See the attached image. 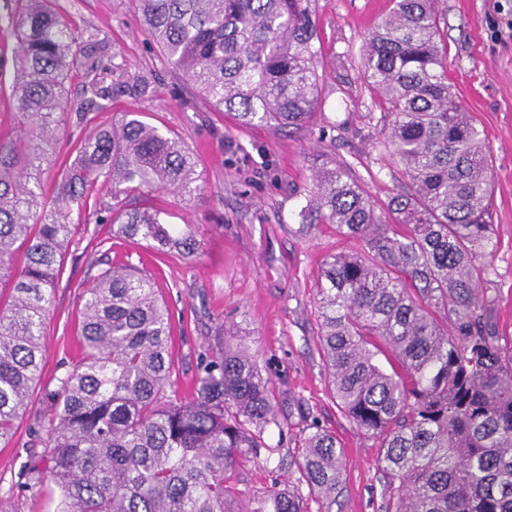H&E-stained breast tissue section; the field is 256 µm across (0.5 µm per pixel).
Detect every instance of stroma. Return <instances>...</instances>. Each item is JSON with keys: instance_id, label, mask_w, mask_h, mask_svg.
Segmentation results:
<instances>
[{"instance_id": "stroma-1", "label": "stroma", "mask_w": 512, "mask_h": 512, "mask_svg": "<svg viewBox=\"0 0 512 512\" xmlns=\"http://www.w3.org/2000/svg\"><path fill=\"white\" fill-rule=\"evenodd\" d=\"M76 31L95 30L104 66L149 84L141 97L122 96L78 116L84 75L65 83L69 107L49 146L50 165L41 182L52 193L62 162L91 127L110 123L120 112L171 132L198 161L201 192L194 201L163 194L158 206L167 223L191 226L200 244L187 260L166 258L146 243L113 236L108 224L78 227L80 244L64 258L60 286L44 328L46 356L29 411L8 447H0V505L7 512H54L56 499L40 481L48 465L36 441L44 432L56 378L80 356L78 297L108 253L112 263L147 270L171 311L172 380L179 394L193 387L198 357L217 348V331L240 325L271 378L279 406L277 425L265 440L277 451L267 460L233 471L229 482L249 498L283 480L295 452L280 431L300 436L303 415L335 432L346 457L342 489L331 512H385L379 450L373 440L341 417L328 385L318 341L317 281L323 261L352 251L355 240L335 225L300 229L297 213L312 194L314 172L332 161L350 168L377 204L404 187L398 165L380 166V113L369 108L360 52L390 0H312L322 41L318 72L321 102L300 129L247 126L215 111L195 95L181 73L163 57L140 24L135 0H54ZM440 26L448 41V77L460 102L490 146L497 243L487 276V295L500 334L512 336V0H439ZM12 14L0 7V140L20 136L22 126L11 96Z\"/></svg>"}]
</instances>
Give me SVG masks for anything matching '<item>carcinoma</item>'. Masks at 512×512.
<instances>
[{
  "instance_id": "1",
  "label": "carcinoma",
  "mask_w": 512,
  "mask_h": 512,
  "mask_svg": "<svg viewBox=\"0 0 512 512\" xmlns=\"http://www.w3.org/2000/svg\"><path fill=\"white\" fill-rule=\"evenodd\" d=\"M365 42L363 77L386 134L382 166H402L403 193L378 210L348 171L322 167L302 228L334 224L359 242L327 260L317 284L318 338L336 406L377 440L387 512H512V337L484 299L493 246L490 151L448 79L438 0H391ZM165 58L220 112L244 125L302 127L317 107L321 39L310 0H136ZM12 94L24 135L0 142V445L13 440L42 373L43 333L76 225L183 259L194 235L152 200L198 195L181 141L121 112L60 167L52 195L39 147L67 107L70 72L96 98L140 96L127 76L100 86L97 34L73 31L53 0H18ZM112 186L109 200L98 195ZM81 361L58 378L45 436L55 512H330L345 469L336 433L311 422L299 477L237 507L226 473L276 451L272 381L246 338L224 328L192 393L171 380V315L153 277L101 270L79 298ZM388 365H383L381 359ZM308 493H303V489Z\"/></svg>"
}]
</instances>
